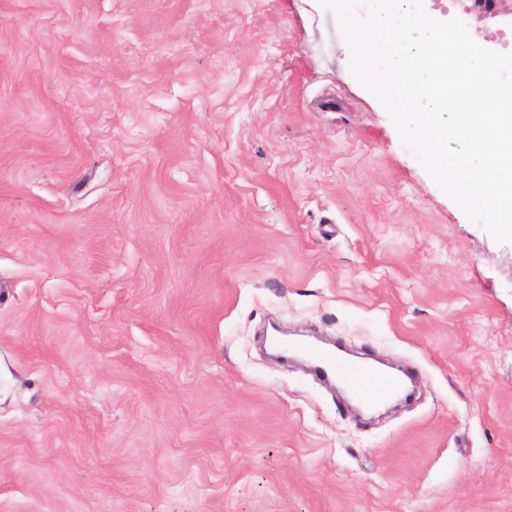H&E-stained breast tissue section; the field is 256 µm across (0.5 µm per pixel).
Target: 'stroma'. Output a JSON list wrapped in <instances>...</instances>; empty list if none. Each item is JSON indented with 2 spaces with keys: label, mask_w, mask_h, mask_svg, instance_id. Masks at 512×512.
<instances>
[{
  "label": "stroma",
  "mask_w": 512,
  "mask_h": 512,
  "mask_svg": "<svg viewBox=\"0 0 512 512\" xmlns=\"http://www.w3.org/2000/svg\"><path fill=\"white\" fill-rule=\"evenodd\" d=\"M271 322L419 391L359 417ZM0 512H512V244L318 0H0Z\"/></svg>",
  "instance_id": "obj_1"
}]
</instances>
